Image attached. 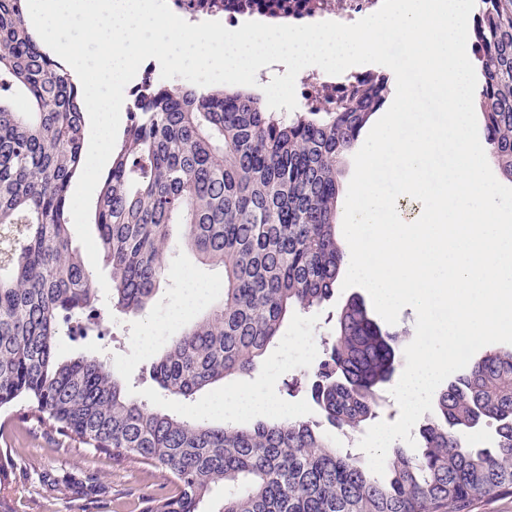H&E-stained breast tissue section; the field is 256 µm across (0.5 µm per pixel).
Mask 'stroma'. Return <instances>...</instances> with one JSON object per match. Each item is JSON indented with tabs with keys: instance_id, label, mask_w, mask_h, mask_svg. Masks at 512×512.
<instances>
[{
	"instance_id": "1",
	"label": "stroma",
	"mask_w": 512,
	"mask_h": 512,
	"mask_svg": "<svg viewBox=\"0 0 512 512\" xmlns=\"http://www.w3.org/2000/svg\"><path fill=\"white\" fill-rule=\"evenodd\" d=\"M131 319L116 313L99 332L63 339L61 352L129 354ZM0 411V458L12 462L5 493L14 512H139L143 496L158 491L161 474L144 468H118L111 457L92 448H66L30 425L8 420ZM95 478L99 493L78 494L76 485Z\"/></svg>"
}]
</instances>
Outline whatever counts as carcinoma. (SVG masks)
<instances>
[{
    "mask_svg": "<svg viewBox=\"0 0 512 512\" xmlns=\"http://www.w3.org/2000/svg\"><path fill=\"white\" fill-rule=\"evenodd\" d=\"M492 163L512 182V0H478L473 18ZM389 79L333 112H273L253 87L220 93L144 79L92 207L112 274L107 311H143L168 273L173 227L200 262L224 269V298L173 337L150 377L178 399L249 373L286 317L330 300L344 264L340 164L380 109ZM87 157L80 86L46 53L27 0H0V409L24 402L38 427L172 488L142 512H466L512 495V351L448 381L421 451L397 450L383 476L309 419L214 425L134 400L111 360L60 357L69 321L96 301L72 244L69 190ZM404 335L364 302L336 313L310 396L346 434L379 414ZM493 428L486 446L465 443Z\"/></svg>",
    "mask_w": 512,
    "mask_h": 512,
    "instance_id": "cac0c4a2",
    "label": "carcinoma"
}]
</instances>
